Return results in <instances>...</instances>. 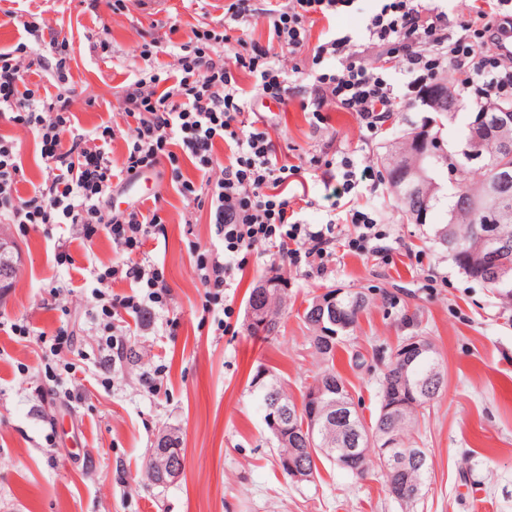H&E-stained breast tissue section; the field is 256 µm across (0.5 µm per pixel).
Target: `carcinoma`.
I'll list each match as a JSON object with an SVG mask.
<instances>
[{
  "label": "carcinoma",
  "mask_w": 512,
  "mask_h": 512,
  "mask_svg": "<svg viewBox=\"0 0 512 512\" xmlns=\"http://www.w3.org/2000/svg\"><path fill=\"white\" fill-rule=\"evenodd\" d=\"M424 105L443 117L452 125L459 119L458 102L448 93V86L436 83L426 94ZM430 123L410 128L402 135L404 143L398 150L380 157L390 186L397 190L395 201L401 207L406 219H416L441 206H446V219L437 225L435 238L448 257L463 273L480 282L498 296L512 300V281L499 284L491 279L490 268L496 259L484 254L485 235H502L509 240V252L504 259L512 265V123L496 128L482 137L479 151L480 161H469L464 157L463 148L472 138L468 123H462L459 143L456 147L443 142L441 155H431L421 150L417 140L439 139L441 135L429 129ZM267 282L274 283L270 295L263 298L254 288L250 292L248 305L261 304L266 310L263 326H255L253 332L266 339L278 335L281 327L280 314L275 308L276 299L283 288L277 276H270ZM318 297L308 303L303 317L307 324L315 327L311 345L317 354L328 363L326 369L313 377L330 376L344 386L345 380L334 369L336 345L346 337L343 330L346 323H355L368 306L367 294L362 290H347L336 298V337L324 334L321 320L328 314L316 307ZM431 405L422 401L402 408L390 423L391 433L398 444L405 448L417 445L411 426L425 416ZM357 428L364 435V446H370L368 433H377L385 425L383 414H377L371 425H366L358 415L354 416ZM301 457L307 467L318 470L317 462H336L332 454L323 448H309L300 443Z\"/></svg>",
  "instance_id": "1"
}]
</instances>
